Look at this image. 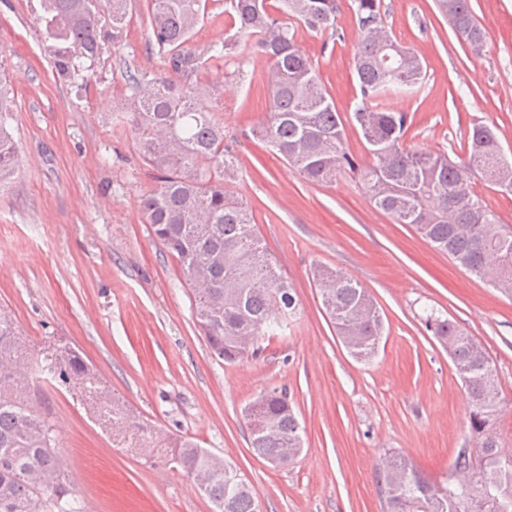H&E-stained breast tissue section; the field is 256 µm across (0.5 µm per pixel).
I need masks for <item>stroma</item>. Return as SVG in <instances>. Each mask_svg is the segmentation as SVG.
Returning <instances> with one entry per match:
<instances>
[{
  "label": "stroma",
  "instance_id": "obj_1",
  "mask_svg": "<svg viewBox=\"0 0 512 512\" xmlns=\"http://www.w3.org/2000/svg\"><path fill=\"white\" fill-rule=\"evenodd\" d=\"M402 45L420 49L422 88L391 100L413 122L407 147L463 154L474 123L496 127L512 157V0H470L486 33L475 56L433 0H385ZM336 28L296 25L297 41L341 113L357 94L359 32L350 0ZM149 0H132L119 43L94 64L88 90L55 72L37 17L40 0H0V66L14 93L20 168L0 190V310L31 351H78L102 386L151 425L155 446L189 438L229 461L257 492L261 512H381L376 476L389 452L443 479L469 441L470 405L447 351L425 328L435 311L486 349L500 381L502 440L512 442V298L377 209L360 184L341 176L304 181L248 138L266 117L267 64L244 79L206 59L197 77L214 82L202 100L224 124L240 167L228 191L252 211L258 235L298 301L257 356L225 364L195 322L178 260L143 224L139 202L156 179L134 148L121 99L126 67L167 70L148 47ZM224 0H208L190 40L197 52L228 36ZM326 266L357 280L377 302L388 331L375 357L350 355L322 304L314 272ZM287 389L303 427V450L276 467L248 443L244 407L261 392ZM57 448L85 512H213L191 480L141 451L81 386L42 385Z\"/></svg>",
  "mask_w": 512,
  "mask_h": 512
}]
</instances>
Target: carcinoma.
<instances>
[{
  "label": "carcinoma",
  "instance_id": "obj_1",
  "mask_svg": "<svg viewBox=\"0 0 512 512\" xmlns=\"http://www.w3.org/2000/svg\"><path fill=\"white\" fill-rule=\"evenodd\" d=\"M131 0H40L39 23L52 42L53 65L67 81L91 84L90 67L108 41H117L130 21ZM225 0L224 12L235 32L208 48L213 57L235 59L250 47L266 59L274 79L268 84L269 111L251 128L254 138L288 162L302 179L327 183L344 173L359 177L374 206L399 224L412 226L436 249L512 296V230L474 191L472 174L496 188L512 183V160L504 154L496 132L473 126L464 156L409 149L404 137L411 116L388 106L393 97L412 94L424 83L423 58L410 48L397 55V42L386 23L384 0H352L359 41L354 64L359 96L352 109L372 163L363 166L344 144L345 128L335 102L319 79L310 57L295 39L292 19L312 31L336 29L337 0ZM456 35L486 41L468 0H435ZM207 0H151L147 22L149 43L168 59L169 70L150 75L126 68L124 80L143 163L157 172L159 185L143 195L144 223L179 262L193 296L196 322L212 354L234 364L243 360L240 338L261 341L294 313L295 290L278 273L271 254L255 232L252 212L227 193V173H236L235 158L224 143V124L198 108L211 87L188 79L198 71V57L188 43L204 20ZM13 100L0 69V189L19 169L20 154L10 120ZM210 257L206 265L197 263ZM315 276L330 284L320 289L323 306L339 337L358 336L354 354L372 359L384 332L383 316L358 282L329 269ZM207 288L197 291L195 285ZM426 330L448 349L455 370L467 373L463 387L471 410L468 429L484 438L487 451L476 456L461 448L452 462L471 485L435 481L409 458L394 453L377 475L382 512H512V456L500 452L496 425L503 407L500 381L489 355L455 322L432 312ZM19 332L10 316L0 315V512H80L61 464L53 426L33 405L29 376L60 386L93 385L95 374L76 351L62 359L41 351L30 358L31 375L19 369ZM260 424L247 423L251 448L272 464L286 466L285 449L302 451L301 424L285 389L260 394L245 408ZM192 481L215 506V512H256L257 493L224 458L190 439L171 449Z\"/></svg>",
  "mask_w": 512,
  "mask_h": 512
}]
</instances>
